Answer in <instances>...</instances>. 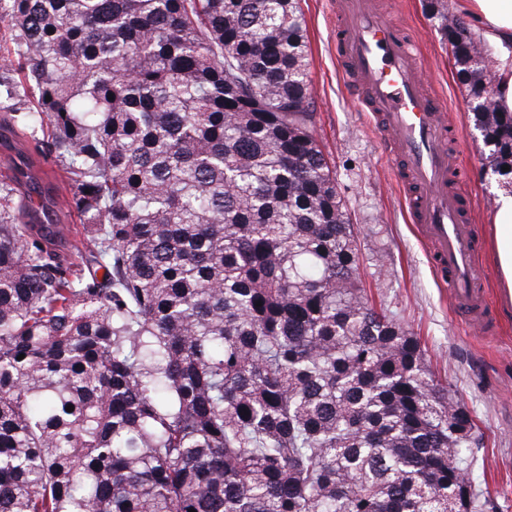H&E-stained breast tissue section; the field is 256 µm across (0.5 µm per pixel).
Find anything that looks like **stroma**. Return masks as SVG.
Returning a JSON list of instances; mask_svg holds the SVG:
<instances>
[{"instance_id":"stroma-1","label":"stroma","mask_w":512,"mask_h":512,"mask_svg":"<svg viewBox=\"0 0 512 512\" xmlns=\"http://www.w3.org/2000/svg\"><path fill=\"white\" fill-rule=\"evenodd\" d=\"M388 19L417 38L427 58L430 86L447 100L448 148L459 157L461 192L470 203L482 272L497 326L476 335L451 312L427 249L384 158V143L369 113L359 111L336 62L330 0H301L310 47L315 135L336 177L362 243L359 275L377 305L387 308L416 336L430 370L448 380L465 403L480 442L473 446V479L487 491L496 512H512V305L488 256L490 211L501 192L475 141L465 91L454 81L437 23L422 0H377Z\"/></svg>"}]
</instances>
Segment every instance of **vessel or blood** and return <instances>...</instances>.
<instances>
[{
    "instance_id": "obj_1",
    "label": "vessel or blood",
    "mask_w": 512,
    "mask_h": 512,
    "mask_svg": "<svg viewBox=\"0 0 512 512\" xmlns=\"http://www.w3.org/2000/svg\"><path fill=\"white\" fill-rule=\"evenodd\" d=\"M334 9L344 81L361 111L376 121L416 230L451 298L463 306L465 326L486 324L490 316L473 262L467 201L448 189L460 165L446 143V104L423 85L417 46L374 0H336Z\"/></svg>"
}]
</instances>
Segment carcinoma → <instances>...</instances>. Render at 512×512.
I'll return each instance as SVG.
<instances>
[{
  "label": "carcinoma",
  "instance_id": "1",
  "mask_svg": "<svg viewBox=\"0 0 512 512\" xmlns=\"http://www.w3.org/2000/svg\"><path fill=\"white\" fill-rule=\"evenodd\" d=\"M423 5L512 185L483 42ZM2 19L0 139L67 175L82 238L0 182V512H490L473 417L359 278L300 0Z\"/></svg>",
  "mask_w": 512,
  "mask_h": 512
}]
</instances>
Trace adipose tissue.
<instances>
[{"mask_svg":"<svg viewBox=\"0 0 512 512\" xmlns=\"http://www.w3.org/2000/svg\"><path fill=\"white\" fill-rule=\"evenodd\" d=\"M463 13L480 28L484 45L495 59L496 103L512 112V0H459ZM492 254L501 280L512 294V195L501 194L494 203Z\"/></svg>","mask_w":512,"mask_h":512,"instance_id":"obj_1","label":"adipose tissue"}]
</instances>
